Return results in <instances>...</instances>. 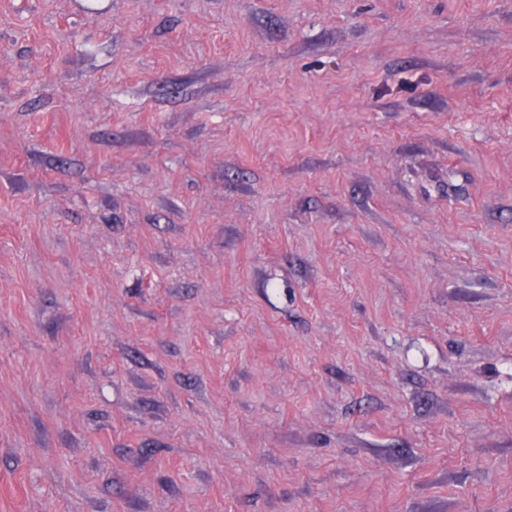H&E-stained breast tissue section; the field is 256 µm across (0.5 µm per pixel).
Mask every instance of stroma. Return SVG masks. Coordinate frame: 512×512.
Instances as JSON below:
<instances>
[{
  "label": "stroma",
  "instance_id": "35a3bbf8",
  "mask_svg": "<svg viewBox=\"0 0 512 512\" xmlns=\"http://www.w3.org/2000/svg\"><path fill=\"white\" fill-rule=\"evenodd\" d=\"M0 512H512V0H0Z\"/></svg>",
  "mask_w": 512,
  "mask_h": 512
}]
</instances>
